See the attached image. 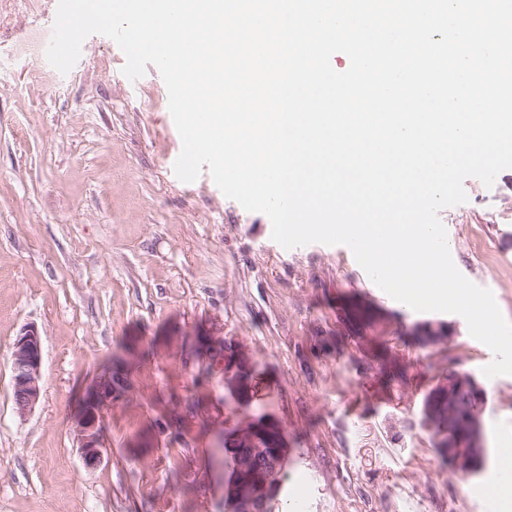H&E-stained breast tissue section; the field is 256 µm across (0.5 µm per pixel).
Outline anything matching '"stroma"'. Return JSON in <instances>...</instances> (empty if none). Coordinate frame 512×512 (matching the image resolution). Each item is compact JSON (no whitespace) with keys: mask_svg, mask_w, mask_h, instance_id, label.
Listing matches in <instances>:
<instances>
[{"mask_svg":"<svg viewBox=\"0 0 512 512\" xmlns=\"http://www.w3.org/2000/svg\"><path fill=\"white\" fill-rule=\"evenodd\" d=\"M53 0H0V512H224V360L198 338L247 354L253 403L288 438L274 512H503L484 499L495 448L512 445V375L455 313L417 312L374 287L345 245L283 249L267 215L226 197L209 171L179 180L181 144L160 72L129 80L110 38L93 34L59 73L39 47ZM439 217L457 269L512 321V169L463 182ZM372 308L369 334L406 368L385 386L342 321ZM444 325L422 346L417 325ZM42 341L41 397L19 417L13 343ZM120 356L129 386L101 413L104 459L74 433L93 379ZM486 393L480 473L445 463L422 401L448 371ZM202 412L183 416L186 401Z\"/></svg>","mask_w":512,"mask_h":512,"instance_id":"obj_1","label":"stroma"}]
</instances>
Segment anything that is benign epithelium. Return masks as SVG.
Masks as SVG:
<instances>
[{
    "label": "benign epithelium",
    "instance_id": "obj_1",
    "mask_svg": "<svg viewBox=\"0 0 512 512\" xmlns=\"http://www.w3.org/2000/svg\"><path fill=\"white\" fill-rule=\"evenodd\" d=\"M236 368L233 375H224V389L228 393L245 399L250 395V383L243 375L250 360L237 353L230 360ZM11 390L15 412L19 417L27 416L38 404L41 396L42 380V343L39 332L34 327L23 329L17 336L11 355ZM112 405V396L99 393L97 387L90 388L87 396V409L76 417L74 429L81 450V457L87 466H95L103 457L104 442L101 435L100 412ZM275 429L280 432L281 450L273 458L266 461V468L253 467L255 481L245 484L239 489V501L246 512H267V500L263 492L269 480L264 475L274 474L281 470L287 455L288 440L281 432L280 423L274 418H267L258 424L251 420L239 427L238 437L243 443L255 447L259 444L258 436L261 429ZM435 447L440 448L446 455L450 465L458 472H471L476 462L483 455V442L479 413L471 415L463 429L456 430L455 413L448 408V432L435 436Z\"/></svg>",
    "mask_w": 512,
    "mask_h": 512
}]
</instances>
